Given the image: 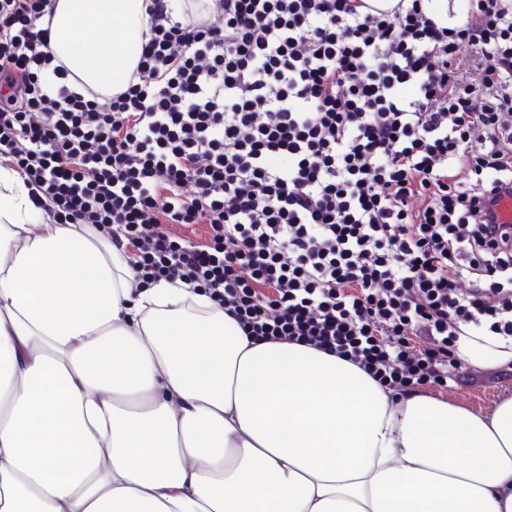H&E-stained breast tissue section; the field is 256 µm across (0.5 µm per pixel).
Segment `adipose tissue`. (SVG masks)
Returning a JSON list of instances; mask_svg holds the SVG:
<instances>
[{"instance_id": "1", "label": "adipose tissue", "mask_w": 512, "mask_h": 512, "mask_svg": "<svg viewBox=\"0 0 512 512\" xmlns=\"http://www.w3.org/2000/svg\"><path fill=\"white\" fill-rule=\"evenodd\" d=\"M50 50L109 96L143 0H52ZM457 356L512 365L465 327ZM0 512H512V398L394 394L309 346L252 342L181 282L137 286L0 166Z\"/></svg>"}]
</instances>
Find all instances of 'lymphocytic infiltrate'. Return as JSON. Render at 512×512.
Returning <instances> with one entry per match:
<instances>
[{"instance_id": "f902f5d3", "label": "lymphocytic infiltrate", "mask_w": 512, "mask_h": 512, "mask_svg": "<svg viewBox=\"0 0 512 512\" xmlns=\"http://www.w3.org/2000/svg\"><path fill=\"white\" fill-rule=\"evenodd\" d=\"M184 2L144 0L104 102L51 54L48 0H0V158L35 207L398 395L457 382L462 326L512 337V0Z\"/></svg>"}]
</instances>
